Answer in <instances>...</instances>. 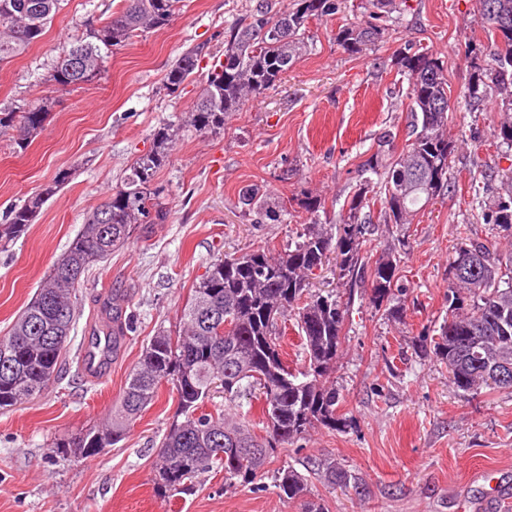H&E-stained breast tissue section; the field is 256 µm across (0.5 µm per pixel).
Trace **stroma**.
I'll list each match as a JSON object with an SVG mask.
<instances>
[{"instance_id": "35a3bbf8", "label": "stroma", "mask_w": 512, "mask_h": 512, "mask_svg": "<svg viewBox=\"0 0 512 512\" xmlns=\"http://www.w3.org/2000/svg\"><path fill=\"white\" fill-rule=\"evenodd\" d=\"M257 2L184 0L169 26L115 52L105 79L56 92L44 78L58 50L84 24L120 6V0H64L42 38L0 65V108L19 112L38 98L53 100L26 150L16 147L14 131H0V213L58 173L69 174L35 223L0 252V336L88 214L150 150L155 131L165 123L180 127L158 176L166 223L151 225L147 237L132 236L93 268L79 292L61 378L33 401L0 411V512H303L302 501L281 496L270 475L242 487L205 474L192 494L158 495L153 466L178 411L177 394L166 384L126 437L99 455L54 460L50 449L55 439L107 417L151 337L178 325L192 285L212 261L261 247L280 252L297 240L309 222L301 209L287 206L279 220L254 223L238 204L242 187L258 185L280 202L309 190L325 201L323 224L342 222L344 200L379 139L392 131L401 146L407 138V81L395 59L409 48L437 53L451 88L452 190L409 223L374 229L375 252L388 249L400 259L402 319L376 310L369 288L350 293L330 271L318 272L314 288L352 299L331 376L347 424L310 430L277 449L269 468L304 474L310 498L327 512H512V391L464 395L422 347L448 312V263L468 233L512 256V234L474 223L470 205L474 195L499 191L503 169L512 167V149L492 137L500 119L494 101L473 107L463 96L471 59L486 58L493 42L478 0H396L384 37L358 54L338 49L335 37L340 27L367 19L372 6L345 0L336 15L309 22L307 52L275 86L229 116L223 133L197 132L186 117L202 84L168 93L166 70L199 43L222 54L225 31ZM111 297L132 328L111 367L92 379L81 356ZM327 461L351 473L355 486L325 481L317 466Z\"/></svg>"}]
</instances>
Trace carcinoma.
I'll use <instances>...</instances> for the list:
<instances>
[{"label":"carcinoma","instance_id":"carcinoma-1","mask_svg":"<svg viewBox=\"0 0 512 512\" xmlns=\"http://www.w3.org/2000/svg\"><path fill=\"white\" fill-rule=\"evenodd\" d=\"M64 0H0V64L22 55L40 39ZM368 20L342 27L336 43L349 53L380 40L382 14L394 0H371ZM479 17L494 36L489 58L472 62L467 87L471 103L495 97L502 119L494 129L497 143L512 146V31L495 25L491 12L512 17V0H478ZM182 0H121L119 11L85 24L82 35L63 47L45 82L67 87L100 77L117 50L140 33L168 26L179 15ZM342 0H291L273 10L259 3L224 35V67L207 70L204 86L189 113L192 127L219 134L224 121L241 110L245 100L273 87L307 52V25L333 16ZM212 55L207 44L184 50L164 78L174 94L201 76V63ZM407 80L410 100L408 139L392 161L378 150L361 165L363 177L347 199V215L333 235L319 222L322 198L299 193L288 199L310 216L294 245L272 253L256 250L224 256L210 264L180 311L178 328H159L138 365L127 376L121 397L106 421L53 443L56 457H94L127 433L155 400L160 387L172 386L179 411L169 425L156 463L155 490L161 495L187 493L199 475L224 471L229 483L250 485L260 476L276 448L297 441L312 428L331 430L346 425L337 415L339 393L328 384L335 371L348 304L309 288L315 271L335 260L338 280L349 285L368 282L375 308L389 303L399 288L397 260L389 253L368 262L362 248L370 242L371 224H406L408 217L433 199L451 191L448 167L456 143L448 138L451 90L437 54L403 52L396 60ZM50 98L44 97L17 113L0 109V130L16 131L24 151L43 128ZM179 127L165 124L154 134L153 148L128 169L120 187L87 217L79 233L53 265L40 288L8 333L0 336V410L40 395L58 377L70 334L76 324L75 291L92 269L123 246L144 224L168 218L164 187L158 174L169 163ZM383 174L380 183L371 175ZM68 173L56 178L11 207L0 221V248L24 234L44 205L60 191ZM238 203L259 224L283 210L280 203L248 186ZM472 206L485 224L512 230V171L502 175L501 192L474 197ZM377 209V221L363 210ZM296 311L298 332L308 365L293 376L280 353L278 321ZM66 312V319L57 313ZM107 345L100 362L118 349L117 338L128 332L119 304L106 307ZM433 353L448 367L457 390L474 395L484 387L512 389V257L505 260L474 238L456 249L448 269V317L431 338ZM225 399L259 392L265 416L263 434L247 421H232L224 411L206 409L212 393ZM288 499L303 497L306 479L287 467L275 478Z\"/></svg>","mask_w":512,"mask_h":512}]
</instances>
